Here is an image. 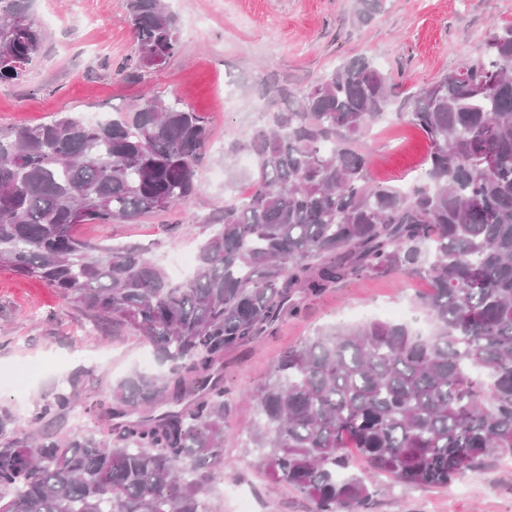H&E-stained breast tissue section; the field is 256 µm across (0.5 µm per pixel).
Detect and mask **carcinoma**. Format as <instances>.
Returning a JSON list of instances; mask_svg holds the SVG:
<instances>
[{
    "label": "carcinoma",
    "instance_id": "1",
    "mask_svg": "<svg viewBox=\"0 0 512 512\" xmlns=\"http://www.w3.org/2000/svg\"><path fill=\"white\" fill-rule=\"evenodd\" d=\"M28 2L0 0V80L22 78L44 40ZM384 4L354 0L353 23L370 24ZM124 7L137 42L130 73L183 51L166 0ZM392 90L390 75L354 56L245 132L248 190L210 215L182 282L137 247L108 248L77 228L191 200L209 145L203 117L147 97L102 124L64 114L0 128V265L105 328L138 332L168 365L89 403L106 421L98 431L45 430L75 407L73 389L24 422L1 407L0 512H207L203 471L224 466V353L365 274L426 280L433 331L372 320L288 348L252 394V441L270 480L313 512H360L371 492L350 474L354 453L371 473L430 486L512 459V24L396 112L430 144L406 188L375 184L357 146Z\"/></svg>",
    "mask_w": 512,
    "mask_h": 512
}]
</instances>
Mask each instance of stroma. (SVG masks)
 I'll return each mask as SVG.
<instances>
[{
    "instance_id": "35a3bbf8",
    "label": "stroma",
    "mask_w": 512,
    "mask_h": 512,
    "mask_svg": "<svg viewBox=\"0 0 512 512\" xmlns=\"http://www.w3.org/2000/svg\"><path fill=\"white\" fill-rule=\"evenodd\" d=\"M177 16L182 54L130 76L121 67L136 43L123 0H30L44 40L27 77L0 81V127L33 126L67 112L133 110L145 96L178 99L201 114L222 151L209 152L193 199L164 215L134 224H85L82 236L108 245L132 243L174 273L196 257L203 220L225 198L247 190L254 160L231 151L232 141L258 116L287 111L291 92L313 85L356 55L390 74L397 96L480 58L494 25L512 22V0H387L364 27L352 22L353 0H168ZM370 175L383 186L406 187L430 145L419 130L388 113L361 138ZM426 282L404 275L348 280L309 298L300 316L286 319L258 343L224 356V383L232 390L224 417V467L214 471L208 512H311V502L274 484L251 445L257 409L249 398L271 374L282 352L318 329L384 319L389 308L404 323L428 325L417 300ZM159 362L145 338L131 330L94 331L88 313L44 282L0 268V406L27 418L69 381L83 400L103 395L136 374L157 375ZM372 497L366 512H512V461L465 471L447 489L368 475L356 464Z\"/></svg>"
}]
</instances>
